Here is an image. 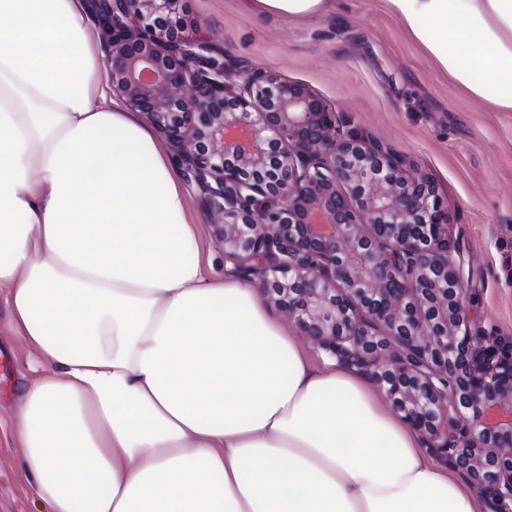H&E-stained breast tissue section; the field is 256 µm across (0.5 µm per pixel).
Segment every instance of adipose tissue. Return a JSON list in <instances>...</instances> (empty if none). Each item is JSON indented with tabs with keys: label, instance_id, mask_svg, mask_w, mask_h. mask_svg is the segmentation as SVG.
Segmentation results:
<instances>
[{
	"label": "adipose tissue",
	"instance_id": "ef3b65f1",
	"mask_svg": "<svg viewBox=\"0 0 512 512\" xmlns=\"http://www.w3.org/2000/svg\"><path fill=\"white\" fill-rule=\"evenodd\" d=\"M383 2L512 112V0ZM333 4L240 0L288 20ZM104 70L86 0H0V290L45 365L13 415L33 495L49 512H484L361 376L185 258L178 164Z\"/></svg>",
	"mask_w": 512,
	"mask_h": 512
}]
</instances>
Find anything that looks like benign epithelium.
Masks as SVG:
<instances>
[{
  "instance_id": "1",
  "label": "benign epithelium",
  "mask_w": 512,
  "mask_h": 512,
  "mask_svg": "<svg viewBox=\"0 0 512 512\" xmlns=\"http://www.w3.org/2000/svg\"><path fill=\"white\" fill-rule=\"evenodd\" d=\"M183 0H97L112 94L177 149L224 257L317 348L512 512V346L471 334L448 208L404 160L344 135L306 85L199 66Z\"/></svg>"
}]
</instances>
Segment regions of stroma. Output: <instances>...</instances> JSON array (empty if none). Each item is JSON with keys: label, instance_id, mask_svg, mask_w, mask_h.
I'll list each match as a JSON object with an SVG mask.
<instances>
[{"label": "stroma", "instance_id": "1", "mask_svg": "<svg viewBox=\"0 0 512 512\" xmlns=\"http://www.w3.org/2000/svg\"><path fill=\"white\" fill-rule=\"evenodd\" d=\"M191 38L230 71L252 68L305 84L336 112L342 131L395 153L434 183L448 207L450 239L465 258L464 291L482 343L512 342V112L466 96L411 40L381 0H339L300 23L241 12L238 0H184ZM198 235L189 251L223 270L204 195L186 182ZM0 512H43L18 465L11 436L20 388L35 354L11 328L0 300Z\"/></svg>", "mask_w": 512, "mask_h": 512}]
</instances>
